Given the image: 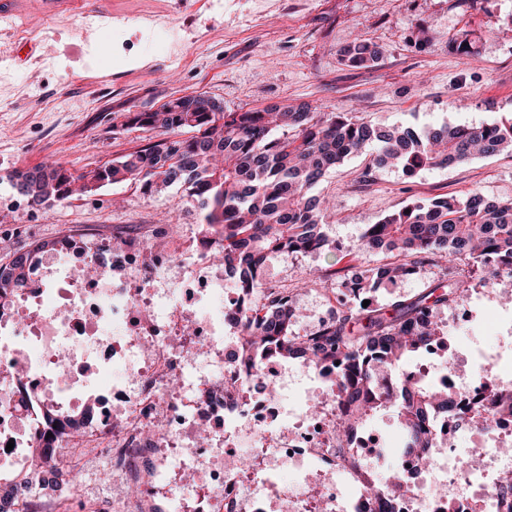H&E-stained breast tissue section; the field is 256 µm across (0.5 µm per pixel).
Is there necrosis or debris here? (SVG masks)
I'll return each instance as SVG.
<instances>
[{"label":"necrosis or debris","instance_id":"obj_1","mask_svg":"<svg viewBox=\"0 0 512 512\" xmlns=\"http://www.w3.org/2000/svg\"><path fill=\"white\" fill-rule=\"evenodd\" d=\"M194 256L192 265L176 260ZM92 256L83 237L41 257L27 288L0 299V463L18 474L30 460L35 432L43 430V405L61 412L92 406L94 417L81 438L106 459L120 512H268L289 502L290 512H381L364 489L356 467L376 456L384 437L355 434L338 447L339 412L323 392L316 413L284 412L280 388L292 365L267 358L257 376L272 394L255 401L244 394L237 369L224 365L240 332L226 328L238 295H225L224 270L213 264L197 238L165 233L151 246L125 241L95 275L79 270ZM483 353L479 372H463L462 359L405 371L410 384L447 387L471 419V450L478 470H462L449 441L453 418L434 431L433 462L419 468L403 458V473L424 471L415 491L395 512H512L497 497L512 455V418L491 410L484 385L512 383L500 373L501 351ZM250 444L253 466L237 462Z\"/></svg>","mask_w":512,"mask_h":512}]
</instances>
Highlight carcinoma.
I'll return each instance as SVG.
<instances>
[{
  "label": "carcinoma",
  "mask_w": 512,
  "mask_h": 512,
  "mask_svg": "<svg viewBox=\"0 0 512 512\" xmlns=\"http://www.w3.org/2000/svg\"><path fill=\"white\" fill-rule=\"evenodd\" d=\"M449 43L462 57L475 52V40L467 32L451 36ZM382 55L380 45L362 37L338 50L339 61L352 67L373 66ZM126 125L157 129L167 138L79 174L60 164L17 171L14 188L34 204L48 197L64 201L85 196L100 183L139 184L151 195L174 186L185 188L190 200L206 211L199 235L216 242L211 257L224 264L226 279L248 303L228 313L241 327L242 377L256 375L270 356L313 369L330 365L336 369L331 385L341 404L337 433L349 434L370 413L394 407L406 442L383 449L382 456L399 466L403 455L416 450L418 462L428 465V449L435 447L433 430L440 412L452 409V401L426 385L390 395L379 380L405 357L424 353L429 344L448 342L438 313L464 300L463 273L480 274L483 284L512 275V201L489 202L478 191L463 199L438 196L413 201L368 225L362 248L384 249L400 260L363 269L351 280L354 290L393 283L447 257L463 267H441L429 289L394 302L387 311L342 304L309 336L295 332L299 310L290 307L287 298L262 291L263 270L272 254L307 255L330 248L323 224L335 214V206L313 190L346 157H369L360 174L362 183L387 166H398L409 175L446 168L512 151V121L442 125L418 132L409 126H377L355 112H317L308 104L214 112L211 100L195 96L169 101L159 110L132 112ZM184 130L192 136L180 137ZM57 246L56 241L38 242L0 265V297L26 287L36 270V254ZM260 307L268 314L253 317ZM33 463L43 481L63 477L69 494H76L77 472L64 464L61 449L48 442ZM365 482L373 495H407L388 490L389 478L376 473Z\"/></svg>",
  "instance_id": "obj_1"
}]
</instances>
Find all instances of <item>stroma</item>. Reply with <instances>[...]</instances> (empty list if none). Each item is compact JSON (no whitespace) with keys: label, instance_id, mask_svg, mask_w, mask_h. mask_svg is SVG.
Returning a JSON list of instances; mask_svg holds the SVG:
<instances>
[{"label":"stroma","instance_id":"obj_1","mask_svg":"<svg viewBox=\"0 0 512 512\" xmlns=\"http://www.w3.org/2000/svg\"><path fill=\"white\" fill-rule=\"evenodd\" d=\"M23 12L26 34L0 27V264L36 241L80 234L99 243L148 224H201L202 210L175 187L147 195L137 184L106 185L79 200L34 205L9 182L17 169L57 161L80 172L155 143L160 132L125 126L128 113L184 95L207 94L228 112L306 103L417 129L512 117V0H81L51 13L25 0ZM461 30L476 39L466 58L448 43ZM358 35L383 46L374 66L339 63L338 50ZM366 163L349 156L315 189L337 207L324 228L333 250L266 263L265 280L291 290L308 269H335L308 298L311 309L336 298L357 304L342 280L395 261L358 251L366 227L385 215L475 189L512 200V152L412 177L389 166L362 184ZM469 289V321H457L451 307L439 313L455 353L476 338L512 335V279L493 289L473 280ZM78 478L91 482V497L60 502L57 512H108L105 462Z\"/></svg>","mask_w":512,"mask_h":512}]
</instances>
